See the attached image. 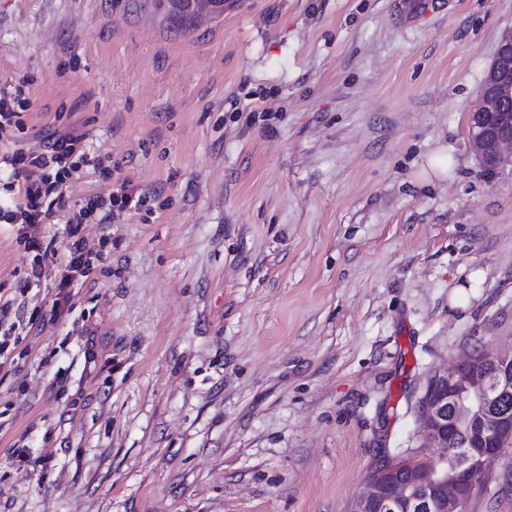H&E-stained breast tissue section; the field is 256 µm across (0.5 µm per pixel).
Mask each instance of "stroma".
<instances>
[{"label":"stroma","instance_id":"obj_1","mask_svg":"<svg viewBox=\"0 0 512 512\" xmlns=\"http://www.w3.org/2000/svg\"><path fill=\"white\" fill-rule=\"evenodd\" d=\"M512 0H0V87L26 146L81 136L66 205L0 223V512H350L426 447L417 401L466 351L512 348V173L469 112ZM452 147L449 178L420 173ZM94 270L53 303L68 221ZM466 512H512V448ZM143 203L141 194L137 190L131 189L128 184L122 183L120 188H117V194L113 193L108 196V199L98 198L95 206L100 207L101 211L107 210L101 216L100 221L108 218L111 213V207L117 206L119 209L137 210Z\"/></svg>","mask_w":512,"mask_h":512}]
</instances>
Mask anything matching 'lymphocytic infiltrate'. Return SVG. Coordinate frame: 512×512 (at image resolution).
<instances>
[{"mask_svg": "<svg viewBox=\"0 0 512 512\" xmlns=\"http://www.w3.org/2000/svg\"><path fill=\"white\" fill-rule=\"evenodd\" d=\"M30 108L27 82L0 89V140L10 145L9 150L0 152V168L8 172L12 187L22 197L16 208L0 207L1 224L30 227L46 223L55 207L64 204L66 183L86 159L77 150L78 137L70 134L58 136L40 152L24 151L19 135L26 130L22 114Z\"/></svg>", "mask_w": 512, "mask_h": 512, "instance_id": "f902f5d3", "label": "lymphocytic infiltrate"}]
</instances>
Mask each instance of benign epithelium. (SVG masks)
<instances>
[{
	"label": "benign epithelium",
	"mask_w": 512,
	"mask_h": 512,
	"mask_svg": "<svg viewBox=\"0 0 512 512\" xmlns=\"http://www.w3.org/2000/svg\"><path fill=\"white\" fill-rule=\"evenodd\" d=\"M512 102V30L503 33L485 74L481 91L469 113L468 135L485 171L512 170V113L503 111ZM499 362L493 371L469 355L451 369H437L418 400L424 425L425 446L453 447L448 428V408L453 419L485 439L497 435L499 445L451 452L442 468L402 473L387 466L367 481L351 512H462L472 498L473 474L485 472L487 462L499 457L512 439V417L494 413L493 402L512 391V353L488 357Z\"/></svg>",
	"instance_id": "7a95c632"
}]
</instances>
